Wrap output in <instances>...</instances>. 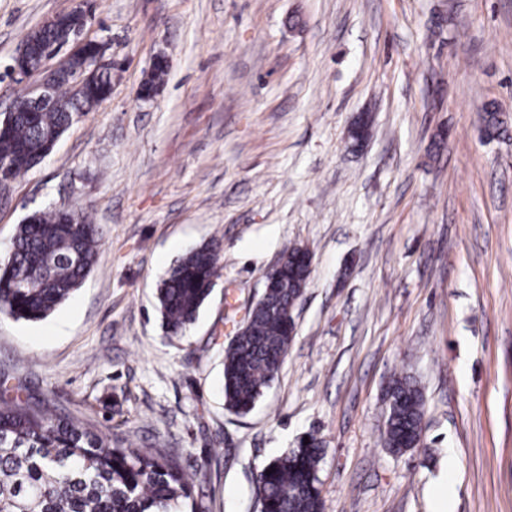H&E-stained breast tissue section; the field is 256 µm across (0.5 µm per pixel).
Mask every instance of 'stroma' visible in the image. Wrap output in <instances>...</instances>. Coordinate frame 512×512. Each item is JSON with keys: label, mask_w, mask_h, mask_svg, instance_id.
I'll list each match as a JSON object with an SVG mask.
<instances>
[{"label": "stroma", "mask_w": 512, "mask_h": 512, "mask_svg": "<svg viewBox=\"0 0 512 512\" xmlns=\"http://www.w3.org/2000/svg\"><path fill=\"white\" fill-rule=\"evenodd\" d=\"M88 1L112 95L10 182L0 261L48 209L82 207L103 241L48 317L0 316V399L174 450L198 512H260L258 472L308 434L324 512H435L443 482L450 512H512V0ZM80 2L0 0V113L23 39ZM211 241L212 293L168 335L159 283ZM293 246L313 267L294 339L238 416L224 350ZM406 375L424 432L395 455L387 390Z\"/></svg>", "instance_id": "stroma-1"}]
</instances>
